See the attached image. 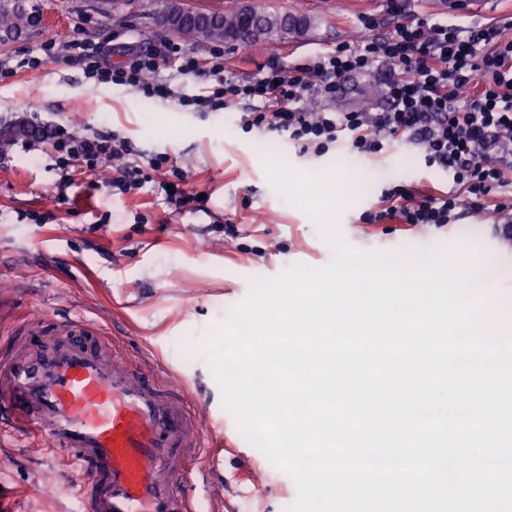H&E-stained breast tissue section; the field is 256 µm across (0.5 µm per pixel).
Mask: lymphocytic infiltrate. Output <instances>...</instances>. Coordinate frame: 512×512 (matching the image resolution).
Here are the masks:
<instances>
[{
	"label": "lymphocytic infiltrate",
	"mask_w": 512,
	"mask_h": 512,
	"mask_svg": "<svg viewBox=\"0 0 512 512\" xmlns=\"http://www.w3.org/2000/svg\"><path fill=\"white\" fill-rule=\"evenodd\" d=\"M409 0H386L397 20L379 33V19L366 17L359 43H342L305 64L271 62L252 74L234 73L223 46L198 55L183 44L160 39L111 43L92 36L60 41L46 36L34 47L0 60V79L52 62L80 67L86 81L125 88L149 99L177 100L199 111L238 109L245 132L286 135L300 152L322 155L343 145L350 155H382L394 145L417 148L425 166L446 173L444 188L401 183L383 189L380 207L367 224L407 229L441 228L457 211L492 215L501 243L512 244V21L450 24L419 16L404 21ZM374 72L382 104L338 112L331 101L347 78ZM197 82V91L173 90L175 78ZM59 173L56 203L67 200L74 177L112 194L139 193L146 185L163 191L172 213L203 210L200 191L187 187L186 172L170 156L143 158L133 141L116 131L76 133L63 125L39 126ZM111 176H104V165Z\"/></svg>",
	"instance_id": "obj_1"
}]
</instances>
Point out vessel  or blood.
Instances as JSON below:
<instances>
[{"label":"vessel or blood","mask_w":512,"mask_h":512,"mask_svg":"<svg viewBox=\"0 0 512 512\" xmlns=\"http://www.w3.org/2000/svg\"><path fill=\"white\" fill-rule=\"evenodd\" d=\"M80 468L83 512H199L181 459L204 434L182 384L122 360L90 320L0 338V426Z\"/></svg>","instance_id":"b4317fda"}]
</instances>
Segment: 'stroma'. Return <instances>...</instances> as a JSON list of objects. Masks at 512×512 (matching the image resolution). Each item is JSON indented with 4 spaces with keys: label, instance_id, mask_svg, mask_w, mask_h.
<instances>
[{
    "label": "stroma",
    "instance_id": "obj_1",
    "mask_svg": "<svg viewBox=\"0 0 512 512\" xmlns=\"http://www.w3.org/2000/svg\"><path fill=\"white\" fill-rule=\"evenodd\" d=\"M44 16L39 30L0 42V59L42 36L66 41L78 35L110 40L118 32L150 42L165 33L151 18L164 0H143L128 16L121 0H33ZM258 9L311 17L303 36L262 40L259 48L226 49L228 66L247 74L270 59L297 63L311 54L354 40L365 16L389 31L384 0H254ZM41 93L40 119L76 129L116 130L143 156L168 153L204 190V211L170 215L163 195H114L75 179L67 204L54 202L59 175L44 148L13 146L0 162V334L25 320L59 322L80 314L119 337L129 363L143 362L185 384L212 448L203 512H285L297 497L294 482L274 468L239 430L224 407L206 353L186 357L182 343L225 320L243 301L251 280L269 278L292 264L323 267L333 251L311 219L284 201L269 182L264 156L299 170L339 171L343 177L338 227L355 250L412 256L454 245L487 260L495 285L512 290V253L500 248L492 216L464 215L441 228L383 233L362 224L376 209L382 189L397 183L447 185L446 174L425 166L417 153L396 145L379 158L350 159L333 148L321 156L273 134L244 132L231 112H197L173 100H145L109 85L88 83L81 69L62 62L19 71L0 81V129L24 118L31 90ZM52 212L45 224L22 221L23 213ZM146 223H136V215ZM234 224L241 243L263 256L235 250L213 221ZM475 234L465 235L469 224ZM0 512H76L70 470L22 432L0 438Z\"/></svg>",
    "mask_w": 512,
    "mask_h": 512
}]
</instances>
